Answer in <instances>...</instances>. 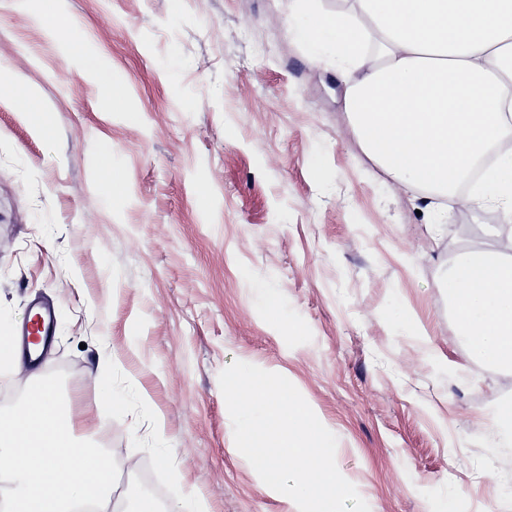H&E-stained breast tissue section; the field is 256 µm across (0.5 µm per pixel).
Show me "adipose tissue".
I'll return each instance as SVG.
<instances>
[{
    "label": "adipose tissue",
    "instance_id": "ef3b65f1",
    "mask_svg": "<svg viewBox=\"0 0 512 512\" xmlns=\"http://www.w3.org/2000/svg\"><path fill=\"white\" fill-rule=\"evenodd\" d=\"M294 2L289 36L347 74L345 108L359 140L398 185L512 210L511 149L459 191L491 145L512 139V0H354L348 11L317 15L310 0ZM363 19L381 35L384 65L359 51L354 31ZM45 22L67 66L107 77L64 13ZM448 281L468 359L512 369V234L496 249L461 252Z\"/></svg>",
    "mask_w": 512,
    "mask_h": 512
}]
</instances>
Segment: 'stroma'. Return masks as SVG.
<instances>
[{"mask_svg": "<svg viewBox=\"0 0 512 512\" xmlns=\"http://www.w3.org/2000/svg\"><path fill=\"white\" fill-rule=\"evenodd\" d=\"M291 4L0 0V72L49 118L0 96V328L54 306L43 370L120 460L116 498L136 476L170 512H298L237 453L218 377L243 361L295 385L370 512H512V436L493 432L512 369L469 361L448 306L461 242H496L502 211L432 214L395 184L335 65L289 37ZM56 6L109 79L65 70Z\"/></svg>", "mask_w": 512, "mask_h": 512, "instance_id": "stroma-1", "label": "stroma"}]
</instances>
